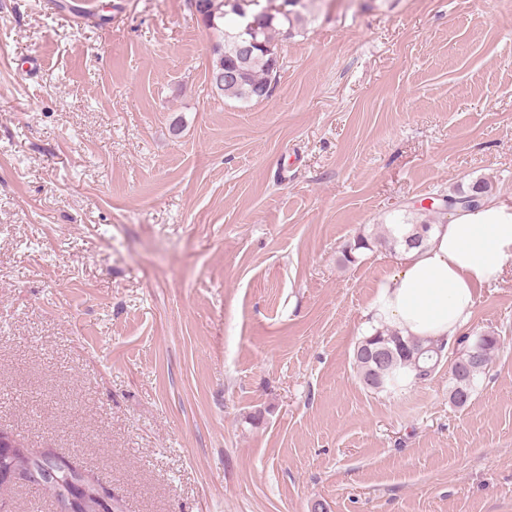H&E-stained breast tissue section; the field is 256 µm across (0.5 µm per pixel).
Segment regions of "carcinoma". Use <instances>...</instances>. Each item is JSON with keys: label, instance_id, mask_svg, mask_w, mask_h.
<instances>
[{"label": "carcinoma", "instance_id": "obj_1", "mask_svg": "<svg viewBox=\"0 0 512 512\" xmlns=\"http://www.w3.org/2000/svg\"><path fill=\"white\" fill-rule=\"evenodd\" d=\"M301 0H195L194 6L205 27L217 35L211 49L210 82L221 95L237 100H262L269 97L277 82L280 54L276 35L281 28L292 30L301 22L297 6ZM255 40L254 50L240 58L234 46L243 40ZM491 184L479 179L467 188L448 194L451 208L475 209L491 195ZM432 224L405 222L390 224L383 233L361 231L345 249L344 258L351 263L358 255L380 245L396 253L401 249L422 247L428 240ZM474 340L459 339L461 355L454 361L459 375L450 376L449 401L463 408L471 401L476 382L499 349L497 336L488 332L481 339L480 355H471ZM446 345L437 340L406 337L399 331L382 326L358 343L354 364L363 384L374 391L405 383H421L432 378L444 359Z\"/></svg>", "mask_w": 512, "mask_h": 512}]
</instances>
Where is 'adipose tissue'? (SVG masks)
Listing matches in <instances>:
<instances>
[{
    "label": "adipose tissue",
    "mask_w": 512,
    "mask_h": 512,
    "mask_svg": "<svg viewBox=\"0 0 512 512\" xmlns=\"http://www.w3.org/2000/svg\"><path fill=\"white\" fill-rule=\"evenodd\" d=\"M512 262V206L485 199L434 225L424 247L401 250L396 269L364 311L368 324L447 342L460 336L482 285Z\"/></svg>",
    "instance_id": "adipose-tissue-1"
}]
</instances>
